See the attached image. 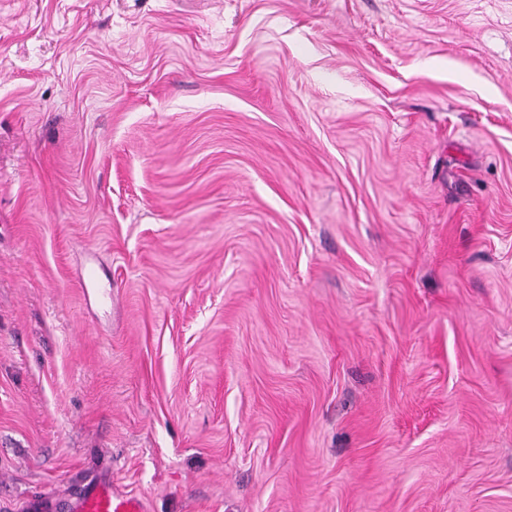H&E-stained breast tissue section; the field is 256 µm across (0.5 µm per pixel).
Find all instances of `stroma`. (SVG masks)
Masks as SVG:
<instances>
[{
  "mask_svg": "<svg viewBox=\"0 0 512 512\" xmlns=\"http://www.w3.org/2000/svg\"><path fill=\"white\" fill-rule=\"evenodd\" d=\"M94 478L512 512V0H0V512Z\"/></svg>",
  "mask_w": 512,
  "mask_h": 512,
  "instance_id": "obj_1",
  "label": "stroma"
}]
</instances>
